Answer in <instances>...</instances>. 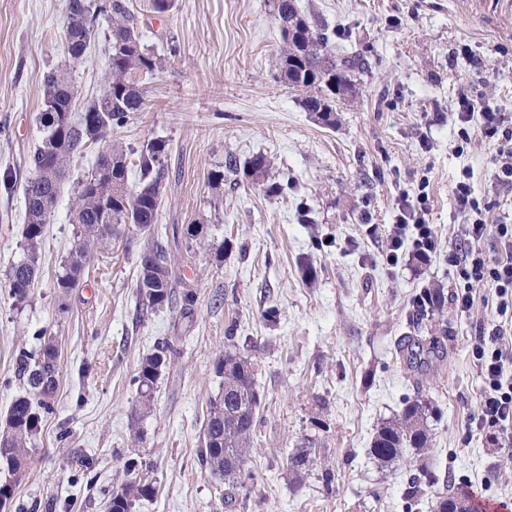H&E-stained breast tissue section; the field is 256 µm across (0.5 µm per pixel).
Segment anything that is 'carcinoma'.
Here are the masks:
<instances>
[{
	"label": "carcinoma",
	"instance_id": "1",
	"mask_svg": "<svg viewBox=\"0 0 512 512\" xmlns=\"http://www.w3.org/2000/svg\"><path fill=\"white\" fill-rule=\"evenodd\" d=\"M282 34L278 76L288 88L303 93L300 105L314 102L328 108L320 116L330 122L336 111V88L353 85L356 72L365 64L355 55L336 59L329 50L327 29L302 15L295 0H269ZM110 20L108 33L110 67L104 92L90 102L78 119L72 112L77 87L72 70L81 62L88 43L95 36L100 17ZM298 28V38L288 40V25ZM61 38L66 50L61 67L44 78V100L55 104L54 112L42 109L37 116L39 142L30 156L32 176L25 185L27 224L23 231L22 256L14 262L6 280L8 296L21 303L27 300L39 271L45 226L60 192L66 166L76 155L106 141L115 127L126 124L146 108L142 79L163 66V59L141 45L137 22L122 0H66ZM271 161L254 156L244 168L245 175L258 182L268 176ZM139 173L142 187L127 192L128 173ZM165 173V145L149 142L140 150L112 146L98 153L95 169L86 175L75 192L70 220L75 224V245L64 261L63 273L54 287L66 296L77 287L88 266L95 242L107 235L122 236L121 226L131 224L147 235L138 255L139 296L159 309L172 299L171 253L165 244L149 234L158 218L159 197ZM174 349L163 348L142 359L134 383L137 384L138 410L151 408L159 376L171 361ZM58 348L55 337L44 339L37 357L20 359L19 374L26 391L14 397L6 413L0 415V470L16 474L28 463L40 444L43 414L51 410L50 399L58 385ZM222 378L220 390L209 403L204 428L202 464L224 478V504L242 487L246 461L253 442L259 393L251 359L227 351L215 364ZM430 403L421 397L407 402L400 414L383 423L372 441L370 453L380 465L388 466L405 449L429 450V434L424 425ZM153 493V486L131 481L111 494L109 512H130L132 503ZM434 512H446L448 502L460 498L468 502L471 491L459 485L434 494Z\"/></svg>",
	"mask_w": 512,
	"mask_h": 512
}]
</instances>
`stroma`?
<instances>
[{
	"label": "stroma",
	"instance_id": "35a3bbf8",
	"mask_svg": "<svg viewBox=\"0 0 512 512\" xmlns=\"http://www.w3.org/2000/svg\"><path fill=\"white\" fill-rule=\"evenodd\" d=\"M124 2L142 43L168 63L145 76V111L110 140L164 143L153 229L173 240L175 293L192 290L196 304L189 317L175 305L140 313L139 236L104 243L79 286L59 297L71 200L94 147L66 170L29 298L9 297L44 77L65 56V0H0V413L24 391L18 359L38 353L44 334L59 345L41 446L21 474L0 472V484L13 486L9 512H109L111 492L136 477L155 494L132 512H431L405 497L424 469L511 501L512 447L467 428L483 391L471 346L496 306L480 300L463 313L448 302L422 321L413 299L456 289L448 247L471 221L456 208L457 182L469 184L487 223L512 224L496 144L464 141L453 118L463 92L512 128V0H296L332 31L337 53L367 64L327 122L278 79L282 40L266 0H173L162 14L146 0ZM108 28L100 19L72 73L76 111L104 90ZM257 152L272 164L267 184L227 170L229 157L242 163ZM421 186L439 251L420 267L389 266L382 253L399 198ZM413 336L434 337L437 351L407 360ZM164 344L174 359L150 412L134 417L133 379ZM228 350L256 364L260 394L249 477L231 509L201 463L215 364ZM417 395L431 406L429 452L409 448L378 466L377 429ZM303 448L312 463L298 478L290 457Z\"/></svg>",
	"mask_w": 512,
	"mask_h": 512
}]
</instances>
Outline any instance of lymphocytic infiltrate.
<instances>
[{
  "instance_id": "f902f5d3",
  "label": "lymphocytic infiltrate",
  "mask_w": 512,
  "mask_h": 512,
  "mask_svg": "<svg viewBox=\"0 0 512 512\" xmlns=\"http://www.w3.org/2000/svg\"><path fill=\"white\" fill-rule=\"evenodd\" d=\"M460 211L474 214L466 225L464 243L448 249V268L458 280L453 294L457 309L470 311L479 288L495 292L499 322L484 325V333L472 346V356L483 380L481 408L469 419L468 426L489 436L503 448L512 447V345L504 337L512 331V224H489L480 218V204L468 184L455 188ZM427 198L424 195L403 197L398 203L399 215L389 233L386 252L388 264H398L402 257L429 262L437 252V232L427 224ZM493 239L494 252L486 254L483 243Z\"/></svg>"
}]
</instances>
